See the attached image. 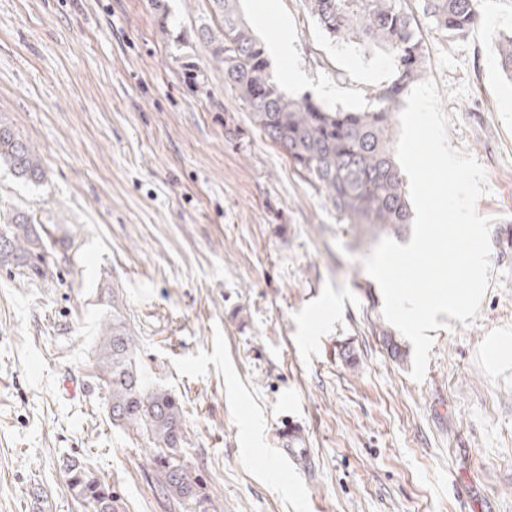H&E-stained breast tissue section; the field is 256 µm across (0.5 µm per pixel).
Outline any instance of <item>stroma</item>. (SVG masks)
<instances>
[{"label":"stroma","mask_w":512,"mask_h":512,"mask_svg":"<svg viewBox=\"0 0 512 512\" xmlns=\"http://www.w3.org/2000/svg\"><path fill=\"white\" fill-rule=\"evenodd\" d=\"M451 147L485 169L489 288L473 324L440 315L422 380L361 261L395 231L346 224L257 128L194 39L208 0H0V114L38 149V185L0 168V201L34 212L56 276L0 267V512H83L63 462L106 480L124 512H180L150 443L113 425L95 365L112 302L135 326L146 376L180 398L183 458L204 512H512V83L490 50L512 0H480L455 41L408 0ZM261 41L280 22L293 98L363 111L395 63L330 40L302 0H240ZM303 76L284 82L287 67ZM400 356H393L389 341ZM302 425L315 467L278 448Z\"/></svg>","instance_id":"1"}]
</instances>
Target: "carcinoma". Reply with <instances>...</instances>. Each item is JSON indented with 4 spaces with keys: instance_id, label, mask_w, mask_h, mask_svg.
I'll use <instances>...</instances> for the list:
<instances>
[{
    "instance_id": "obj_1",
    "label": "carcinoma",
    "mask_w": 512,
    "mask_h": 512,
    "mask_svg": "<svg viewBox=\"0 0 512 512\" xmlns=\"http://www.w3.org/2000/svg\"><path fill=\"white\" fill-rule=\"evenodd\" d=\"M209 13L193 30L224 67V85L236 94L254 122L288 155L306 181L324 192L346 224L400 230L411 223L401 168L392 141L394 111L423 73V42L407 0H304L309 16L337 43L378 48L396 63L381 85L376 109L328 111L309 96H288L270 71L264 45L242 19L239 0H208ZM422 12L448 39L481 23L479 0H421ZM490 49L512 80V33H494ZM25 182L38 184L44 169L38 150L0 117V165ZM35 214L0 210V266L22 278L52 275L49 249ZM134 329L112 307L98 342L99 379L108 395L112 423L142 428L153 444V464L164 496L183 512L200 506V478L179 455L185 435L184 411L171 391L153 385L137 366ZM66 487L88 512H122L112 486L78 458L65 464Z\"/></svg>"
}]
</instances>
